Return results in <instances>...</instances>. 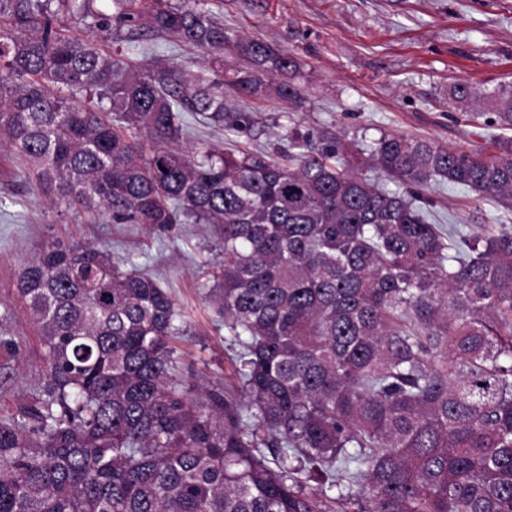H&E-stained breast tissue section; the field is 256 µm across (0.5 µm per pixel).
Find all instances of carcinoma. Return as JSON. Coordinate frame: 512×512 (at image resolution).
I'll use <instances>...</instances> for the list:
<instances>
[{
  "mask_svg": "<svg viewBox=\"0 0 512 512\" xmlns=\"http://www.w3.org/2000/svg\"><path fill=\"white\" fill-rule=\"evenodd\" d=\"M94 2L0 0V143L95 219L207 225L221 253L207 297L241 348L240 391L176 375L186 313L151 276L46 240L16 290L47 381L0 415V512H512V229L430 224L378 181L512 203V151L398 133L316 151L291 129L286 163L180 152L185 113L233 129L249 115L224 116L225 94L260 97L296 60L204 9ZM114 23L130 44L147 31L202 52L200 68L132 69L99 48ZM449 98L512 130V89Z\"/></svg>",
  "mask_w": 512,
  "mask_h": 512,
  "instance_id": "1",
  "label": "carcinoma"
}]
</instances>
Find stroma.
I'll use <instances>...</instances> for the list:
<instances>
[{
  "label": "stroma",
  "instance_id": "obj_1",
  "mask_svg": "<svg viewBox=\"0 0 512 512\" xmlns=\"http://www.w3.org/2000/svg\"><path fill=\"white\" fill-rule=\"evenodd\" d=\"M226 28L276 44L300 64L284 79L298 90L286 101L268 92L259 99L228 95L231 108L248 110L246 127L231 130L186 115L184 148L217 145L227 150L291 152L286 130L307 136L312 148L327 139L369 143L381 133L424 138L484 155L512 146V130L500 129L491 106L477 120L464 117L448 98L457 82L486 90L512 87V0H206ZM128 54L138 61L191 65L187 46L144 34ZM433 224H460L475 232L486 224L512 227V205L478 197L448 182L423 192ZM94 242L113 263L131 261L151 272L190 313L178 342L185 379L213 388L234 382L240 351L224 318L206 301L212 288L208 262L219 250L202 224H175L150 232L140 224L88 223L50 204L33 182L18 177L0 148V415L15 412L45 384V348L16 294L21 262L49 238Z\"/></svg>",
  "mask_w": 512,
  "mask_h": 512
}]
</instances>
